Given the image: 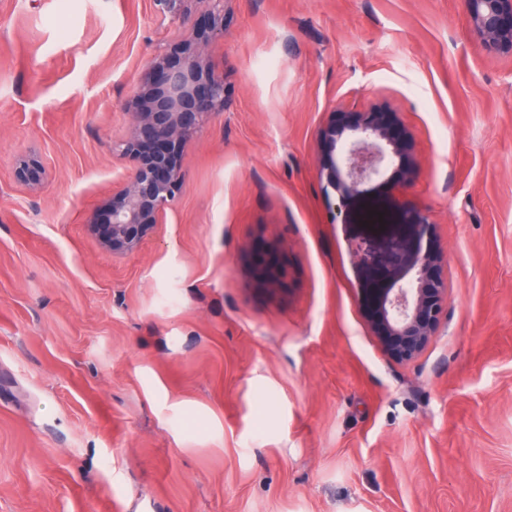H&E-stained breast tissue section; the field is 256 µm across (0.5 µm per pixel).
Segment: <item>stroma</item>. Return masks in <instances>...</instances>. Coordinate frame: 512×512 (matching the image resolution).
<instances>
[{"instance_id": "obj_1", "label": "stroma", "mask_w": 512, "mask_h": 512, "mask_svg": "<svg viewBox=\"0 0 512 512\" xmlns=\"http://www.w3.org/2000/svg\"><path fill=\"white\" fill-rule=\"evenodd\" d=\"M205 22L0 0V512H512V60L478 51L462 0H224V109L112 255L87 219L129 168L128 103ZM339 110L412 134L380 196L427 216L448 292L411 362L361 308L349 242L380 237L337 215ZM15 173L20 182L34 189L45 179L46 168L38 160H23L16 166Z\"/></svg>"}]
</instances>
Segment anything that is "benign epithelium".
I'll list each match as a JSON object with an SVG mask.
<instances>
[{
	"label": "benign epithelium",
	"instance_id": "7a95c632",
	"mask_svg": "<svg viewBox=\"0 0 512 512\" xmlns=\"http://www.w3.org/2000/svg\"><path fill=\"white\" fill-rule=\"evenodd\" d=\"M205 3L207 25L155 57L145 72L146 92L135 104L121 156L132 161L125 179L105 202V221L90 230L113 255L137 252L182 190L184 144L196 137L214 112L224 111V78L215 75L205 46L224 37V0ZM475 45L512 58V0H464ZM331 153L329 181L343 215L362 211L375 187L415 164L412 137L391 112H340L321 133ZM18 180L36 188L46 176L38 160L15 168ZM377 260L366 265L362 306L370 327L403 362L417 359L436 336L447 284L445 254L430 238L423 216L384 215Z\"/></svg>",
	"mask_w": 512,
	"mask_h": 512
}]
</instances>
